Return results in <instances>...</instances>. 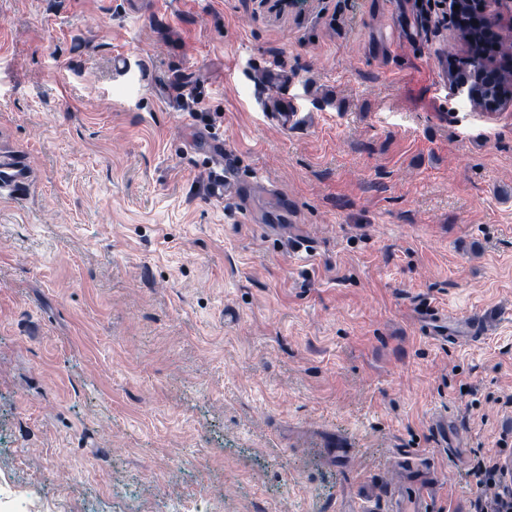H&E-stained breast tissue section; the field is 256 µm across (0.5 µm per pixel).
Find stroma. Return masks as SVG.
<instances>
[{"instance_id":"obj_1","label":"stroma","mask_w":512,"mask_h":512,"mask_svg":"<svg viewBox=\"0 0 512 512\" xmlns=\"http://www.w3.org/2000/svg\"><path fill=\"white\" fill-rule=\"evenodd\" d=\"M440 13L0 0V150L34 174L0 197L1 483L41 512H390L434 469L429 512H468L470 461L512 453V102L450 94ZM273 104L275 110L273 113L277 118L279 126L288 130V128L294 127L300 123L302 117H300V113L297 112V109L291 100H288L284 96H280ZM233 158L229 154L224 155V147L219 146L214 150V159L210 171V182L213 194L216 197L224 198L235 190L232 183Z\"/></svg>"}]
</instances>
